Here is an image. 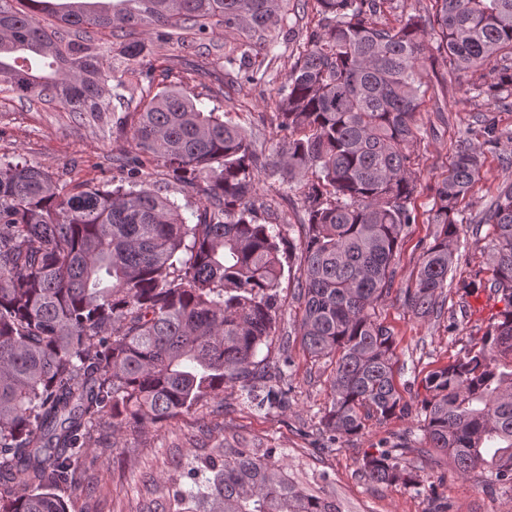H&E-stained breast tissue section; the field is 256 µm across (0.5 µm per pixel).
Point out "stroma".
I'll use <instances>...</instances> for the list:
<instances>
[{
    "label": "stroma",
    "instance_id": "1",
    "mask_svg": "<svg viewBox=\"0 0 512 512\" xmlns=\"http://www.w3.org/2000/svg\"><path fill=\"white\" fill-rule=\"evenodd\" d=\"M316 24L317 14L310 8L298 19L293 40L284 39L278 24L253 37L250 55L263 79L239 81L223 94L218 87L224 78V60L238 55L241 36L218 29L198 39L200 52L207 55L208 72L193 79L184 72L182 49L171 44L164 52L176 81L199 98L203 109L232 113L255 144L270 153L276 145L273 98L298 55V44ZM424 66L435 77L418 116L423 134L416 148L415 169L423 185L414 200L418 221L401 241L395 289L375 307L378 321L396 338L394 380L408 412L382 423L367 421L362 434L344 439L340 447H324L321 420L331 401L332 366L329 359L311 358L292 336L299 306L293 297V276L287 273L279 288L282 315L262 350L272 362L281 359L283 352L291 354L292 365L283 382L288 392L286 409H255L238 389L229 387L223 398L163 426L96 428L82 453L80 478L61 490L68 512H151L155 496L145 487L146 474L162 476L172 457L221 445L284 449L293 479L314 494L335 499L343 512H429L435 498L448 502L451 512H512L511 488L488 484L477 471L459 475L446 456L428 451L420 411L428 395V375L478 342L504 308L486 286L491 277L486 245L492 229L481 218L499 188L512 181V165L505 162L512 156V107H490L473 89L477 78L449 75L442 61L429 57ZM486 112L503 136L497 148L485 149L481 178L459 204L465 224L454 279L437 300L440 313L419 318L404 306L399 292L412 285L419 257L433 241L434 227L427 222L430 188L447 174L466 132H479L476 115ZM131 150L130 140L113 134L105 123L81 122L54 106L0 94L2 158L18 156L62 172L72 186L108 189L119 176L113 158ZM396 444L404 445L406 459L417 466L419 486L373 484L364 479V454Z\"/></svg>",
    "mask_w": 512,
    "mask_h": 512
}]
</instances>
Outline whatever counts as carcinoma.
I'll list each match as a JSON object with an SVG mask.
<instances>
[{
  "mask_svg": "<svg viewBox=\"0 0 512 512\" xmlns=\"http://www.w3.org/2000/svg\"><path fill=\"white\" fill-rule=\"evenodd\" d=\"M288 0H0V92L35 97L76 118L133 107L116 132L135 143L112 188L65 190L62 176L0 158V512H67L57 494L79 475L94 425L148 428L237 387L282 408L291 357L258 358L282 311L283 260L297 262L303 349L330 358L334 443L405 405L394 383L392 331L370 309L394 284L402 235L416 223V114L429 89L425 49L453 72L512 59V0H430L425 14L380 21L395 0H314L319 16L278 88L279 159L245 130L199 109L157 48L194 49L182 32L252 37L287 19ZM118 40L120 65L112 63ZM162 80L156 81V71ZM512 98V67L476 87ZM484 141L460 140L433 187V243L403 303L425 318L448 287L459 202L480 178ZM162 167L185 203L149 182ZM300 193L301 234L261 223L259 175ZM203 195L206 205L192 208ZM481 222L500 319L463 356L426 379L428 447L466 475L512 485V182ZM282 448H213L172 461L152 512H340L287 472ZM371 482L419 485L395 446L364 456Z\"/></svg>",
  "mask_w": 512,
  "mask_h": 512,
  "instance_id": "carcinoma-1",
  "label": "carcinoma"
}]
</instances>
